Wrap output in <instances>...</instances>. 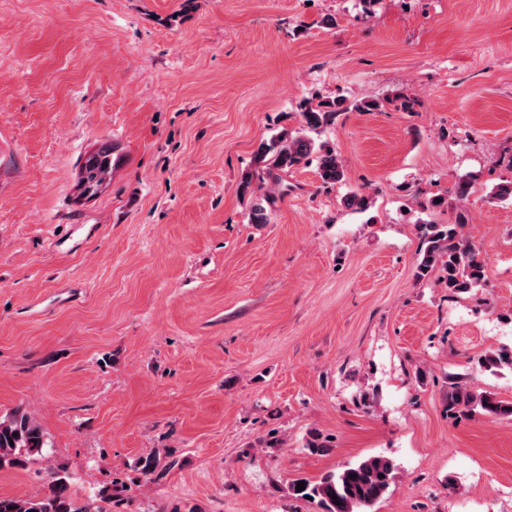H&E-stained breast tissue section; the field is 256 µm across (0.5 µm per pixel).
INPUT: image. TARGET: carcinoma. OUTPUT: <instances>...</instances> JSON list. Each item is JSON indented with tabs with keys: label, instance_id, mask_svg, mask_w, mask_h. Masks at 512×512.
<instances>
[{
	"label": "carcinoma",
	"instance_id": "1",
	"mask_svg": "<svg viewBox=\"0 0 512 512\" xmlns=\"http://www.w3.org/2000/svg\"><path fill=\"white\" fill-rule=\"evenodd\" d=\"M346 99L338 96L317 102L299 103L301 125L295 131L283 130L260 142L256 160L261 164L256 172L243 174L240 193L248 198V216L251 224H267L275 206L276 196L265 188L266 179L287 173L310 156L317 155L319 176L331 185L345 181L344 168L335 151L319 138L336 123L338 113L346 110ZM112 164V145L105 143L95 150L92 162L86 168L88 179L95 172ZM343 203L355 211L370 208L371 199L359 192L344 195ZM466 215L459 212L453 224H427L421 236L422 258L416 276L425 278L433 270L440 271V279L448 292L466 293L484 279L485 266L478 249L464 238L460 228ZM479 365L487 371L512 366V349H499L479 358ZM448 412L481 411L491 417H512V402H505L490 392L476 393L457 383L448 391ZM47 447L41 426L28 414L15 411L0 418V468H24L42 455ZM393 462L383 456H371L348 464L336 473L316 482L305 481V489L290 486L291 493L300 498L311 497L321 512H368L388 492L394 477ZM0 512H90L73 497L70 476L57 472L45 492L30 498L0 496Z\"/></svg>",
	"mask_w": 512,
	"mask_h": 512
}]
</instances>
